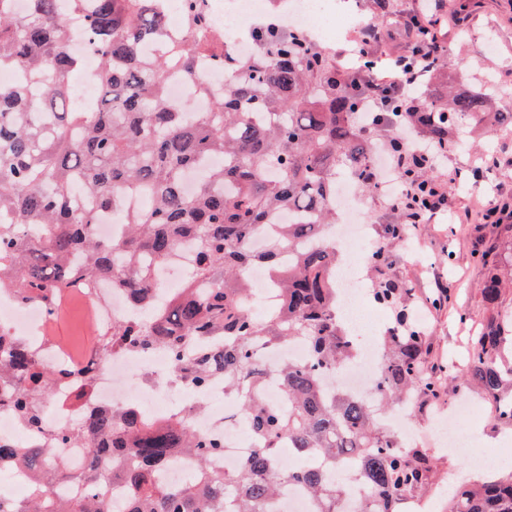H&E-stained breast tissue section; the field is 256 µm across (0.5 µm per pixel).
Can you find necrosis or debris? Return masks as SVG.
I'll use <instances>...</instances> for the list:
<instances>
[{
	"label": "necrosis or debris",
	"instance_id": "obj_1",
	"mask_svg": "<svg viewBox=\"0 0 512 512\" xmlns=\"http://www.w3.org/2000/svg\"><path fill=\"white\" fill-rule=\"evenodd\" d=\"M332 2L282 0L280 14L291 24L305 29L315 42L331 46L347 40L358 26L355 17L337 11ZM205 7L213 24L224 30L225 51L240 58L256 53L258 46L252 32L256 19L266 9V0H205ZM332 204L347 223L323 228L315 240L336 247L340 253L337 285L343 290L344 310L361 327L370 328L374 320L360 290L359 259L366 256L372 238L367 226L360 223L362 202L355 193L340 188ZM198 257L199 249L194 241L181 243L177 252L156 270L154 302L163 301L172 288L182 284L196 266ZM85 297L96 305L100 325L142 317V310L134 304L128 289L113 287L111 281H97ZM47 319L48 314L40 303L19 300L12 289H0V329L8 335L23 337L37 357L62 376L45 409L44 433L73 429L91 411L113 406L134 408L158 420L187 416L198 434L223 441V454L213 457L210 465L224 474L235 472L254 453V442L242 435L241 415L227 413L228 408L236 406L237 400L225 388L221 374L211 375L201 385L188 383L176 373L167 351L158 347L131 350L116 346L105 357L70 354L46 340ZM308 357L305 344L299 340L261 351L265 376L263 395L270 404L281 402L279 373L283 365L302 364ZM380 360L379 348H363L343 368L326 373L323 383L330 391L342 388L352 396L368 397L373 391ZM86 373L92 375L93 381L81 397L76 386ZM472 411L471 403L465 399L449 407V448L463 453L478 469L503 463L504 455L495 449L482 447L474 437L459 434V421Z\"/></svg>",
	"mask_w": 512,
	"mask_h": 512
}]
</instances>
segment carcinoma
I'll use <instances>...</instances> for the list:
<instances>
[{
  "label": "carcinoma",
  "instance_id": "carcinoma-1",
  "mask_svg": "<svg viewBox=\"0 0 512 512\" xmlns=\"http://www.w3.org/2000/svg\"><path fill=\"white\" fill-rule=\"evenodd\" d=\"M59 0H28L22 14L12 0H0V70L24 73V82L0 85V289L11 288L49 314L57 297L101 278L128 288L152 318V331L118 324L100 334L96 351L113 343L164 348L177 371L198 384L220 372L224 384L243 392L242 408L257 442L255 453L231 476L210 468L224 444L198 435L185 418L152 423L129 409H100L77 428L51 441L82 450L85 463L74 472L49 448H14L35 471L37 485L24 500L0 499V512H109L100 487L121 482L131 489L126 512H275L281 486L299 481L311 493V512H339L351 486L364 484L370 498L358 512H403L405 501L424 496L437 468L426 449L399 451L397 438L381 430L377 409L404 396L443 397L452 384L477 385L494 401L497 420L512 426V363L501 362L512 345V315L492 316L467 351L461 378L438 367L423 372L429 337L412 323L410 289L388 275L393 260L387 244L404 238L401 224L380 225L367 256L375 275L371 295L393 313L382 337L384 364L376 380L377 402L325 390L322 373L340 369L360 345L338 311L333 269L336 250H299L279 261L281 247L309 239L320 224H333L336 171L345 170L365 192H377L371 167L373 141L354 124L353 109L363 91L336 58L298 30L256 29L259 51L238 59L213 46L203 0H179L187 28L202 34L178 41L169 53L145 47L169 32L167 8L159 0H70L83 14L85 38L98 52L96 103L80 107L68 88L70 73L83 68L72 51L77 32L58 13ZM214 60L235 74L219 96L199 80L195 93L211 100L207 112H190L167 94L169 74H188ZM443 60L416 83L411 100H395L379 115L373 132L395 147L392 127L407 125L434 144L451 145L453 129L512 125L511 112L494 111L496 87L466 94L448 89ZM220 158L222 166L204 165ZM407 185L438 178L427 167L399 173ZM130 192L152 198L139 211H126ZM284 212L297 213L288 224ZM112 216L128 226L119 241H101L95 224ZM268 227V244L255 251L247 240L258 225ZM184 239L200 250L195 275L210 285L199 297L190 286L175 289L165 310L147 301L155 267ZM486 271L480 286L485 308L498 309L512 284V255L499 247L477 254ZM262 267L279 290L280 306L269 321L252 315L242 301L252 292L247 271ZM291 339L309 348L307 364L283 368L281 395L288 410L268 404L253 347H275ZM57 375L21 339L0 333V406L22 423L42 429L44 402ZM288 439L296 454H315L320 464H290L281 453ZM194 454L197 469L188 488L162 489L156 472L177 449ZM359 458L344 472L342 460ZM124 458L123 469L112 468ZM84 485L76 498L55 497L51 487L71 478ZM446 512H512V471L483 482L464 481L448 495Z\"/></svg>",
  "mask_w": 512,
  "mask_h": 512
}]
</instances>
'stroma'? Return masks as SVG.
<instances>
[{
	"label": "stroma",
	"mask_w": 512,
	"mask_h": 512,
	"mask_svg": "<svg viewBox=\"0 0 512 512\" xmlns=\"http://www.w3.org/2000/svg\"><path fill=\"white\" fill-rule=\"evenodd\" d=\"M355 2L361 18L374 23L380 36L378 55L403 54L407 39L401 21L412 11L415 0H390L393 16L388 23L377 22L373 0ZM490 42L497 43V52L487 50ZM444 46L448 77L458 89L480 90L486 78H493L501 89V109L512 113V0H471L469 15L449 27ZM454 137L459 147L449 151L447 161L438 170L439 176H450L458 185L448 194L447 211L422 225L418 240L390 247L398 278L411 288L414 309H428L436 282H446L451 289L450 304L430 311L428 317L429 361L435 365L466 352L473 328L489 318L478 293L483 270L475 262L474 253L494 242L512 240L511 231L492 230L485 221L487 210L494 204L512 201V129L495 132L481 151L470 148L469 127L456 128ZM462 311L469 314V324L459 320ZM48 334L58 345L66 346L79 337L93 342L97 329L87 323L83 305L69 292L61 298L48 324ZM428 450L437 464V478L426 497L435 512H440V489L447 485L449 474L470 469L471 464L467 457L438 442L430 444Z\"/></svg>",
	"instance_id": "stroma-1"
}]
</instances>
